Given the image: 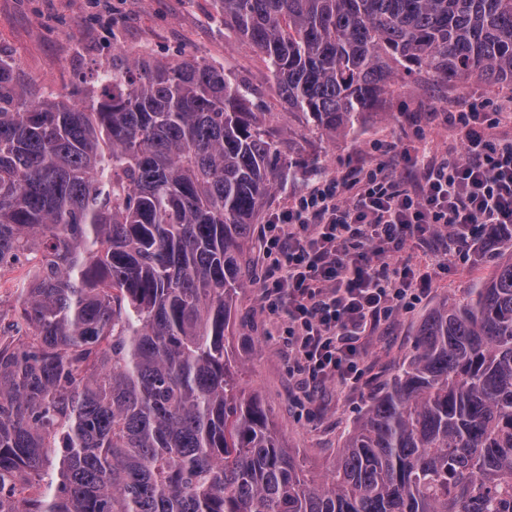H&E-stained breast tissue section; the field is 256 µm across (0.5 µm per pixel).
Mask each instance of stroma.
<instances>
[{"instance_id":"1","label":"stroma","mask_w":512,"mask_h":512,"mask_svg":"<svg viewBox=\"0 0 512 512\" xmlns=\"http://www.w3.org/2000/svg\"><path fill=\"white\" fill-rule=\"evenodd\" d=\"M116 50L149 53L169 62L203 59L227 64L257 91L262 111L280 141L318 156L316 166L284 173L261 208L245 261L250 281L235 298V319L225 332L230 360L246 392L264 405L283 444L310 475L331 466L352 419L366 407L376 384L388 378L411 351L428 313L460 297L486 274L489 260L467 249L455 266L437 274L434 286L412 307L394 312L366 344V382L343 393L329 385L306 399L288 356L287 322L270 311L260 281L268 264L261 231L268 217L319 181L374 162L375 146L426 148L459 155L460 134L428 120L432 112H461L478 104L495 111L512 102V85L473 82L441 87L397 75L396 92L377 105L353 136L329 140L307 129L277 96L262 58L226 30L217 0H0V51L13 57L24 83L67 95L90 79Z\"/></svg>"}]
</instances>
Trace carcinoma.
Segmentation results:
<instances>
[{
    "label": "carcinoma",
    "mask_w": 512,
    "mask_h": 512,
    "mask_svg": "<svg viewBox=\"0 0 512 512\" xmlns=\"http://www.w3.org/2000/svg\"><path fill=\"white\" fill-rule=\"evenodd\" d=\"M305 126L348 136L398 71L512 83V0H217ZM224 66L112 55L78 98L0 54V512H512V226L307 478L224 332L280 170Z\"/></svg>",
    "instance_id": "carcinoma-1"
}]
</instances>
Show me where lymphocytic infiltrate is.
<instances>
[{
    "label": "lymphocytic infiltrate",
    "instance_id": "obj_1",
    "mask_svg": "<svg viewBox=\"0 0 512 512\" xmlns=\"http://www.w3.org/2000/svg\"><path fill=\"white\" fill-rule=\"evenodd\" d=\"M463 154L404 152V178L388 161L323 180L272 214L265 252L281 261L261 285L288 319L300 386L353 390L365 346L398 304L427 293L481 225H512V109L454 117Z\"/></svg>",
    "mask_w": 512,
    "mask_h": 512
}]
</instances>
